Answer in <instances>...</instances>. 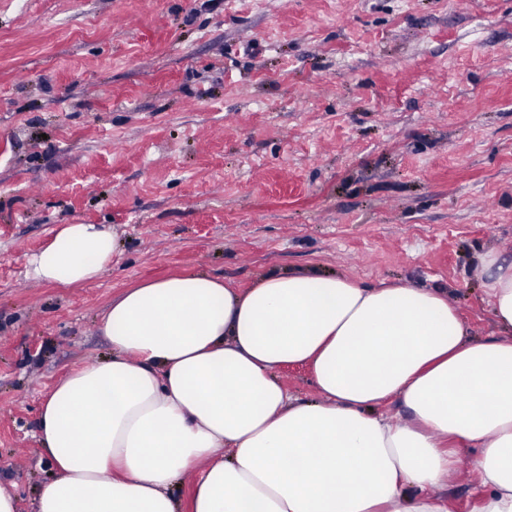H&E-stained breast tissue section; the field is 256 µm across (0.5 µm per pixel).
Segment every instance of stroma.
I'll return each mask as SVG.
<instances>
[{
  "label": "stroma",
  "instance_id": "obj_1",
  "mask_svg": "<svg viewBox=\"0 0 512 512\" xmlns=\"http://www.w3.org/2000/svg\"><path fill=\"white\" fill-rule=\"evenodd\" d=\"M116 235L69 287L30 258ZM512 262V0H0V482L34 512L38 409L111 352L109 303L277 269L447 289L498 337L483 259ZM477 449L445 496L472 512ZM116 236L103 224H62L51 243L29 260L38 281L70 286L100 277L112 261Z\"/></svg>",
  "mask_w": 512,
  "mask_h": 512
}]
</instances>
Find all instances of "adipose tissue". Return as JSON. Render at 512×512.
Listing matches in <instances>:
<instances>
[{
    "mask_svg": "<svg viewBox=\"0 0 512 512\" xmlns=\"http://www.w3.org/2000/svg\"><path fill=\"white\" fill-rule=\"evenodd\" d=\"M115 247L105 225L65 224L30 273L89 282ZM485 266L489 341L467 340L444 290L341 274L127 289L103 319L111 357L71 369L41 405L55 476L35 512H448L461 443L480 451L473 512H512V263ZM287 364L309 366L317 399L288 393L274 374ZM394 398L405 418L379 414ZM187 472L184 506L172 487Z\"/></svg>",
    "mask_w": 512,
    "mask_h": 512,
    "instance_id": "1",
    "label": "adipose tissue"
}]
</instances>
